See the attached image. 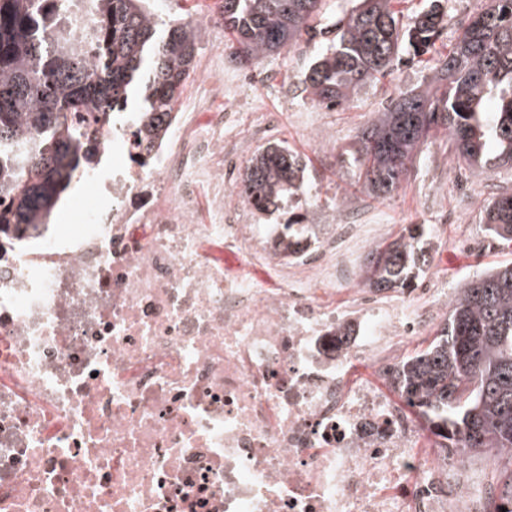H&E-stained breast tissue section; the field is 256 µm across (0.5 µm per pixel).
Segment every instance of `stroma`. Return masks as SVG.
<instances>
[{"mask_svg": "<svg viewBox=\"0 0 512 512\" xmlns=\"http://www.w3.org/2000/svg\"><path fill=\"white\" fill-rule=\"evenodd\" d=\"M484 0H401L405 16L436 6L446 24L436 42L438 53L450 49L461 22L480 9ZM351 7L350 0H324L316 22V37L242 65L233 55L232 36L224 29L217 0H148L146 8L164 22L187 21L206 13L210 26L198 37L196 69L210 82L223 85V109L236 112V125L225 128L224 143L244 158L272 140L287 141L306 165V192L290 208L259 216L263 224L287 223L290 212L304 214L308 223H325L329 210L359 213L369 222L385 225L381 242L396 238L409 224L426 225L431 234V262L422 279L435 289L437 299H450L458 288L489 267L512 263V245L489 234L482 210L492 197L512 192V170L495 169L471 174L451 156L445 134L422 145L398 189L386 199L370 196L356 183V170L343 162L362 128L375 121L397 90L426 93L430 71L422 64L399 65L383 85H368L347 104L328 108L312 101L304 79L315 54L329 38L328 30ZM274 112L279 123L270 136H256V113ZM327 131L325 139L316 129Z\"/></svg>", "mask_w": 512, "mask_h": 512, "instance_id": "1", "label": "stroma"}]
</instances>
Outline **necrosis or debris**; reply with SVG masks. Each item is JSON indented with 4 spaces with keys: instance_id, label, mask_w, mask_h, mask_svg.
Instances as JSON below:
<instances>
[{
    "instance_id": "necrosis-or-debris-1",
    "label": "necrosis or debris",
    "mask_w": 512,
    "mask_h": 512,
    "mask_svg": "<svg viewBox=\"0 0 512 512\" xmlns=\"http://www.w3.org/2000/svg\"><path fill=\"white\" fill-rule=\"evenodd\" d=\"M126 129H99L112 174L74 223L0 245V512H483L471 460L427 457L386 388L439 308L336 299L379 225L286 251L223 113L143 166Z\"/></svg>"
}]
</instances>
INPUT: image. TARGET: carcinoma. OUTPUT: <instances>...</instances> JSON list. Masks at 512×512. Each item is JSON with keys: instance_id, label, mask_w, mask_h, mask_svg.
Here are the masks:
<instances>
[{"instance_id": "1", "label": "carcinoma", "mask_w": 512, "mask_h": 512, "mask_svg": "<svg viewBox=\"0 0 512 512\" xmlns=\"http://www.w3.org/2000/svg\"><path fill=\"white\" fill-rule=\"evenodd\" d=\"M146 0H0V239L49 223L78 173L98 165L94 132L115 112L132 113L128 135L146 160L167 137L175 105L195 70L198 29L159 25ZM396 0H355L336 20L330 48L317 55L305 91L341 106L392 73L402 54H429L433 92L399 94L363 128L348 157L371 195L400 185L417 149L442 132L454 160L473 173L512 166V0H487L434 55L444 19L435 8L404 24ZM323 0H222L224 28L244 63L289 48L308 32ZM96 16L75 46L69 24ZM77 112L85 124L74 123ZM243 193L259 211L305 194L304 164L282 142L258 151ZM484 220L512 243V194L491 201ZM423 225L410 224L369 249L362 282L379 291L409 288L429 265ZM400 398L444 448L491 454L501 468L486 512H512V263L486 270L448 302L429 345L394 372Z\"/></svg>"}]
</instances>
